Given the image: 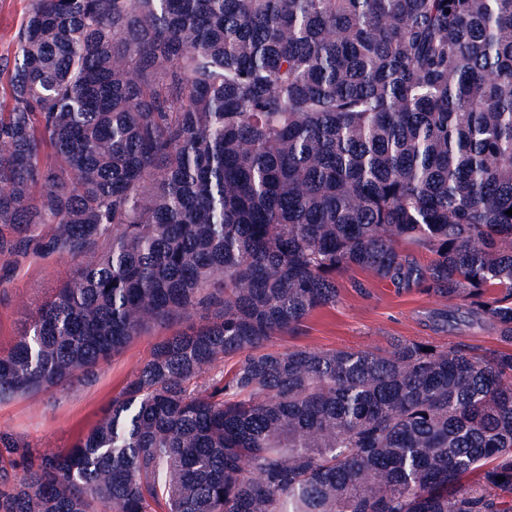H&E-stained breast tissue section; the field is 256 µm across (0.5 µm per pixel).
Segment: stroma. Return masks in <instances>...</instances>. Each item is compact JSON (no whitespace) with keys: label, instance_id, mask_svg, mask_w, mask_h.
Wrapping results in <instances>:
<instances>
[{"label":"stroma","instance_id":"stroma-1","mask_svg":"<svg viewBox=\"0 0 512 512\" xmlns=\"http://www.w3.org/2000/svg\"><path fill=\"white\" fill-rule=\"evenodd\" d=\"M30 0H0V65L11 66L16 35ZM68 260L33 261L10 283L0 286V352L8 351L37 308L75 275ZM334 306L314 311L294 335L276 340L279 350L386 349L395 341H430L440 346H476L498 350L497 336L479 327L440 333L429 317L447 308V301L418 288H398L371 272L354 269L339 279ZM157 326L135 337L118 356L101 363L95 375L65 391L44 390L0 401V431L39 449H66L104 416L115 397L133 378L153 346L170 335Z\"/></svg>","mask_w":512,"mask_h":512}]
</instances>
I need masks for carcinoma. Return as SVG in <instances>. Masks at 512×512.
Listing matches in <instances>:
<instances>
[{
	"mask_svg": "<svg viewBox=\"0 0 512 512\" xmlns=\"http://www.w3.org/2000/svg\"><path fill=\"white\" fill-rule=\"evenodd\" d=\"M9 85L0 285L77 274L0 400L206 321L72 447L1 431L0 512H512V350H270L353 268L512 346V0H31Z\"/></svg>",
	"mask_w": 512,
	"mask_h": 512,
	"instance_id": "obj_1",
	"label": "carcinoma"
}]
</instances>
